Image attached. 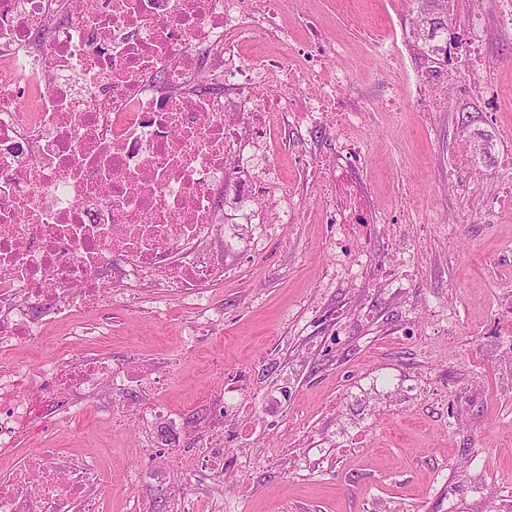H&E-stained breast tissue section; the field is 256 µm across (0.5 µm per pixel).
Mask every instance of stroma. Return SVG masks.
<instances>
[{
    "label": "stroma",
    "mask_w": 512,
    "mask_h": 512,
    "mask_svg": "<svg viewBox=\"0 0 512 512\" xmlns=\"http://www.w3.org/2000/svg\"><path fill=\"white\" fill-rule=\"evenodd\" d=\"M305 5L349 44L354 93L379 100L387 75L353 16L392 30L393 0ZM509 11L512 0H484L478 15L459 16L485 32L489 65L468 78L498 93L496 111L471 97L428 117L366 113L367 193L392 221L347 238L362 256L358 278L336 274V227L322 223L325 202L306 190L291 152L279 183L299 198L295 223H238L248 172L224 198L236 238L212 291L224 320L205 346L187 350L177 298L160 319L113 305L99 351L158 376L185 425L175 434L156 423L141 437L87 409L70 437L40 439L101 458L113 485L102 512H169L177 486L202 512H512V367L499 361L512 352V203L501 196L512 176L499 165L512 153V33L498 24ZM463 137L491 149L480 174L450 187L443 179ZM236 383L245 406L224 417V454L242 467L220 482L203 467L183 470L176 451L193 443L209 393ZM134 469L148 482L123 489Z\"/></svg>",
    "instance_id": "stroma-1"
}]
</instances>
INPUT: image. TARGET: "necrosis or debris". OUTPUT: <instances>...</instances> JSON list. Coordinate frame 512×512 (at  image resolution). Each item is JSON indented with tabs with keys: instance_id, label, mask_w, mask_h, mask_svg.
Wrapping results in <instances>:
<instances>
[{
	"instance_id": "necrosis-or-debris-1",
	"label": "necrosis or debris",
	"mask_w": 512,
	"mask_h": 512,
	"mask_svg": "<svg viewBox=\"0 0 512 512\" xmlns=\"http://www.w3.org/2000/svg\"><path fill=\"white\" fill-rule=\"evenodd\" d=\"M284 0H0V357L38 342L66 321L86 345L111 336L82 315L112 305L113 283L148 285L195 313L198 342L221 313L210 288L224 257L207 251L229 173L269 155L268 135L323 125L335 158H311L309 185L327 224H382L358 189L363 116L372 104L348 97L354 75L345 44L317 15L299 27ZM407 99L390 91L387 111L442 112L471 84L455 63L419 69ZM139 387L142 415L117 417L114 386ZM242 392L209 396L196 439L208 456L184 452L183 468L224 472V415ZM91 408L139 426L167 408L157 382L111 356L65 352L38 365L0 368V512H99L110 488L97 458L36 448L68 432ZM22 459H15L19 446Z\"/></svg>"
}]
</instances>
